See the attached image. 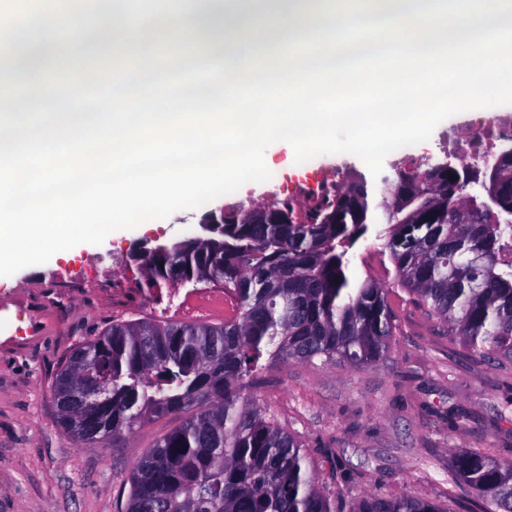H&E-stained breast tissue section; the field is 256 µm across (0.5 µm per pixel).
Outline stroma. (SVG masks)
I'll return each instance as SVG.
<instances>
[{"instance_id":"1","label":"stroma","mask_w":512,"mask_h":512,"mask_svg":"<svg viewBox=\"0 0 512 512\" xmlns=\"http://www.w3.org/2000/svg\"><path fill=\"white\" fill-rule=\"evenodd\" d=\"M469 117L463 111L438 124L417 145L418 165L444 160L449 131L462 129ZM267 153V181L113 231L102 244H79L69 258L0 276V512H121L136 459L179 423L170 415L96 448L78 445L56 420V372L74 348L113 321L224 318L221 287H147L125 261L137 241H176L196 233L209 212L277 204L369 172L347 153L301 164L280 147L268 146ZM355 262L358 272L371 273L390 290L398 332L387 359L358 368L291 360L265 370L251 394L301 443L320 488L340 510L367 497L410 494L442 512H470L472 496L452 483L449 460L469 449L512 459V428L500 421L512 417V371L476 359L395 287L378 240L361 242ZM21 311L37 335H16Z\"/></svg>"}]
</instances>
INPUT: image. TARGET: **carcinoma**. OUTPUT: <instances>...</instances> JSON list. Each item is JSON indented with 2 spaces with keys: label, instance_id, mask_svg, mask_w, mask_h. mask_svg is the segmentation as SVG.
<instances>
[{
  "label": "carcinoma",
  "instance_id": "cac0c4a2",
  "mask_svg": "<svg viewBox=\"0 0 512 512\" xmlns=\"http://www.w3.org/2000/svg\"><path fill=\"white\" fill-rule=\"evenodd\" d=\"M500 205L481 201L448 221L463 191L446 171L404 168L381 179V215L366 177L325 193L303 216L289 205L224 215V236L136 263L149 286L224 287L234 315L219 323L114 322L72 350L53 383L57 419L79 444L105 447L173 413L184 420L139 457L125 512H335L298 440L249 395L268 368L289 359H385L397 334L388 290L355 272L357 245L381 241L397 286L448 328L473 356L512 366V159L495 182L469 169ZM108 388L99 402L69 405L75 393ZM112 431H107V428ZM452 474L487 504L512 512V460L479 450L453 456ZM350 512H441L404 494L366 498Z\"/></svg>",
  "mask_w": 512,
  "mask_h": 512
}]
</instances>
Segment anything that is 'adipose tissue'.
<instances>
[{
    "label": "adipose tissue",
    "mask_w": 512,
    "mask_h": 512,
    "mask_svg": "<svg viewBox=\"0 0 512 512\" xmlns=\"http://www.w3.org/2000/svg\"><path fill=\"white\" fill-rule=\"evenodd\" d=\"M135 2L124 0V19L118 24L103 12L87 16L96 35L78 37V56H92L106 41L115 52L133 56L135 65L150 80L206 64L241 77L258 62L266 68L281 65L287 46L326 34L341 26L345 17L337 0H271L265 10L255 0H180L176 10L167 12H144ZM191 22L210 30L213 42L184 51L179 61L154 52L155 44L176 46L186 41Z\"/></svg>",
    "instance_id": "ef3b65f1"
}]
</instances>
